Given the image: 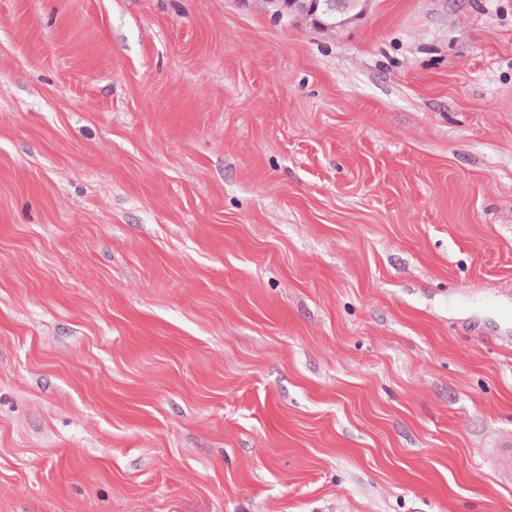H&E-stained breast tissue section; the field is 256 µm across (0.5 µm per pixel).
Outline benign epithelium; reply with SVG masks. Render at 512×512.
Wrapping results in <instances>:
<instances>
[{
	"label": "benign epithelium",
	"mask_w": 512,
	"mask_h": 512,
	"mask_svg": "<svg viewBox=\"0 0 512 512\" xmlns=\"http://www.w3.org/2000/svg\"><path fill=\"white\" fill-rule=\"evenodd\" d=\"M268 13L281 22L306 19L320 31L344 27L362 16L369 0H268Z\"/></svg>",
	"instance_id": "obj_1"
}]
</instances>
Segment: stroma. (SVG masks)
I'll list each match as a JSON object with an SVG mask.
<instances>
[{"mask_svg": "<svg viewBox=\"0 0 512 512\" xmlns=\"http://www.w3.org/2000/svg\"><path fill=\"white\" fill-rule=\"evenodd\" d=\"M512 0H0V512H512ZM268 13L279 22L288 17L289 22L305 18L320 31L344 27L362 16L369 0H268Z\"/></svg>", "mask_w": 512, "mask_h": 512, "instance_id": "35a3bbf8", "label": "stroma"}]
</instances>
